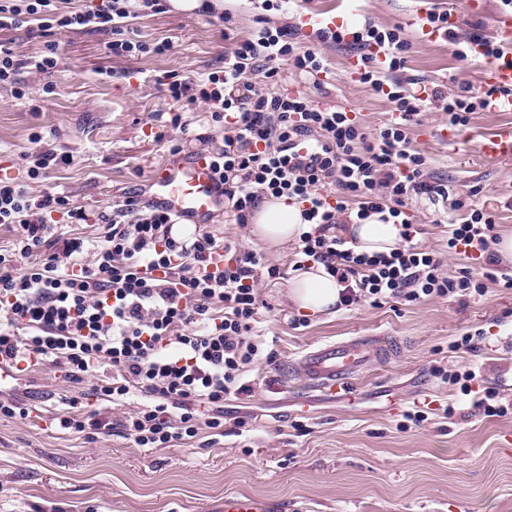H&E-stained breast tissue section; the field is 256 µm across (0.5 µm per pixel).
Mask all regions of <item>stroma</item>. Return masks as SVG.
<instances>
[{
	"label": "stroma",
	"mask_w": 512,
	"mask_h": 512,
	"mask_svg": "<svg viewBox=\"0 0 512 512\" xmlns=\"http://www.w3.org/2000/svg\"><path fill=\"white\" fill-rule=\"evenodd\" d=\"M453 0H305L307 13L333 15L356 25L364 19L399 23L415 11L447 10ZM460 11L459 37L493 39L492 22L501 0H480ZM262 0H224L234 18L225 28L217 17L167 8L133 19V38L169 41L162 56L116 59L109 35L86 28L61 38L56 91L43 93L34 70L21 77L36 93L39 111L0 88V170L23 174L24 153L70 151V165L52 169L31 185L33 195L66 194L74 203L111 213L125 195L147 190L153 171L172 161L160 140L162 113L173 103L159 80L169 74L194 79L215 68L233 40L249 35L256 15L276 23L291 21L287 11H263ZM406 75L446 85L482 86L485 60H458L457 43L429 41L409 33ZM327 61L323 87L307 86L313 102L330 101L357 112L378 131L389 103L350 78L349 53L331 44L297 39ZM448 117L434 105L416 116L409 136L426 158L431 174L453 181L473 204L497 214L496 235L512 232V161L480 157L475 137L512 123V112H478L462 143H444L433 130ZM41 133L33 142L32 133ZM418 245L443 255V271L468 272L484 281V295L427 298L414 303L361 301L336 313L300 315L288 297L289 281L303 255L298 244L272 246L249 226L216 216L212 229L243 249L260 253L278 268L277 279H260L261 306L252 337L274 363L258 362L244 378L248 395L224 401L227 423L244 420L240 431L218 444L146 451L119 435L86 442L56 432L54 419L67 411L77 386L61 381L52 365L33 368L0 388L27 390L26 419H0V512H220L224 497L244 492L266 498L273 512H512V414L487 418L465 402L458 386L441 371L479 369V388L501 392L512 377V288L485 281L481 262L448 252V220L423 203L410 204ZM303 318L294 327L293 318ZM482 330L474 350L450 351L466 331ZM384 335L396 341L397 357L376 362L336 398L305 385L293 368L308 348L330 340ZM426 421L400 429L412 406ZM453 416H446V408Z\"/></svg>",
	"instance_id": "1"
}]
</instances>
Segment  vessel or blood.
<instances>
[{
    "instance_id": "obj_1",
    "label": "vessel or blood",
    "mask_w": 512,
    "mask_h": 512,
    "mask_svg": "<svg viewBox=\"0 0 512 512\" xmlns=\"http://www.w3.org/2000/svg\"><path fill=\"white\" fill-rule=\"evenodd\" d=\"M493 27L504 58L482 72V81L492 87H512V12L497 15ZM477 149L488 161L512 159V124L479 137ZM151 201L172 214L177 223L201 227L224 209V187L217 179L209 157L190 152L176 162L158 168L151 178ZM391 341L383 336H356L321 344L296 362V368L314 389L333 395L347 391L377 355L390 354ZM271 505L250 494H228L221 512H270Z\"/></svg>"
}]
</instances>
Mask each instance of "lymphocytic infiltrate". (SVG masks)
I'll list each match as a JSON object with an SVG mask.
<instances>
[{
    "instance_id": "lymphocytic-infiltrate-1",
    "label": "lymphocytic infiltrate",
    "mask_w": 512,
    "mask_h": 512,
    "mask_svg": "<svg viewBox=\"0 0 512 512\" xmlns=\"http://www.w3.org/2000/svg\"><path fill=\"white\" fill-rule=\"evenodd\" d=\"M263 5L264 14L225 52L220 69L196 79L171 74L166 83L173 102L204 104L213 127L224 133L222 146L208 155L224 186L229 220L248 223L265 199L303 203L311 229L299 238L301 252L336 278L346 307L365 299L378 304L483 295V285L444 275L441 258L414 244L406 207L421 199L450 216L460 213L448 224V248L475 252L491 280L499 263L496 215L465 207L456 185L431 177L409 128L428 103L447 114L449 125L466 126L497 88L475 92L464 85L451 93L419 79L398 80L410 49L400 24L367 20L320 29L318 41L359 52V83L390 104L387 121L370 132L357 113L290 89L288 74L314 82L327 66L317 51L299 50L297 24L271 21L274 0ZM160 7L161 0H99L64 11L57 0H0V30L32 24L46 39L42 54L26 60L0 44V87L30 100L20 77L30 67L44 76V92L53 93L58 36L88 27L112 32L115 58L164 54L169 42L127 34L129 19ZM28 160L26 179L0 177V226L17 230L11 250L0 252V366L16 372L28 359L52 365L65 382L124 410L115 419L71 400L73 412L59 426L72 434L118 433L147 450L187 443L204 430L212 439L222 437L225 396L252 391L242 375L258 357L249 337L257 321L258 278H276L277 268L212 231L188 240L175 236L172 215L136 193L109 215L72 204L61 193L32 196L29 182L69 165L71 157L49 150L29 153ZM374 214L400 225L401 247L368 255L336 235V225L360 224ZM62 216L72 224L105 225L107 232L99 242L74 237L56 243ZM87 250L94 255L90 265L80 260ZM219 252L224 264L217 267ZM476 377L469 369L449 380L485 417L512 411L497 391L473 394Z\"/></svg>"
}]
</instances>
